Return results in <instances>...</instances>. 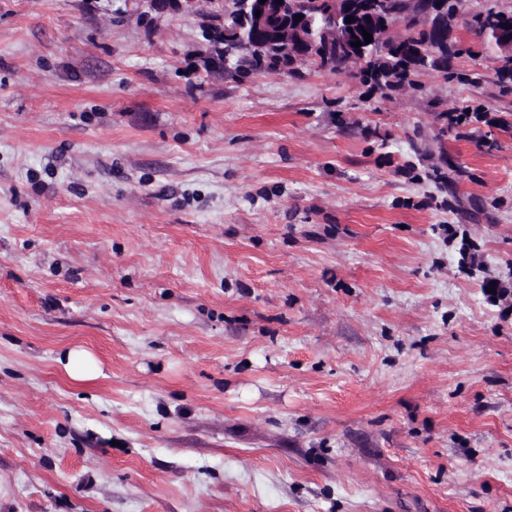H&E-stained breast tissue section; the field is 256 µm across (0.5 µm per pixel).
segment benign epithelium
Listing matches in <instances>:
<instances>
[{
  "instance_id": "obj_1",
  "label": "benign epithelium",
  "mask_w": 512,
  "mask_h": 512,
  "mask_svg": "<svg viewBox=\"0 0 512 512\" xmlns=\"http://www.w3.org/2000/svg\"><path fill=\"white\" fill-rule=\"evenodd\" d=\"M149 12L157 14L180 13L198 19L205 41V58L213 57L215 41L234 42L247 53L278 49L283 45L282 35L295 34L294 50L288 65L314 61L329 69L332 55L339 53L354 68L367 67L387 56L401 57L402 50L386 40L366 43L362 30L369 33L387 31L397 23L390 0H333L332 7L322 15L323 28L335 33V38L324 41L304 37L311 28L313 17L307 13L304 0H235L220 15L215 10L203 11L200 0H144ZM449 0H408L403 15L416 14L425 18L427 27H438L448 16ZM260 16H255V13ZM354 21L346 22L347 17ZM360 40L355 48L352 43Z\"/></svg>"
}]
</instances>
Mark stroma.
<instances>
[{"instance_id":"1","label":"stroma","mask_w":512,"mask_h":512,"mask_svg":"<svg viewBox=\"0 0 512 512\" xmlns=\"http://www.w3.org/2000/svg\"><path fill=\"white\" fill-rule=\"evenodd\" d=\"M144 9L0 0V512H512V0L396 92ZM493 21V22H492ZM508 24L512 26V12H503V11H488L485 16L479 19L477 22V29L480 35H483L482 44L484 46V50L492 54V45L491 39L489 35V30L493 28V25H504ZM63 365L67 376L74 382L83 383L97 379L102 374L99 362L88 350L70 349Z\"/></svg>"}]
</instances>
